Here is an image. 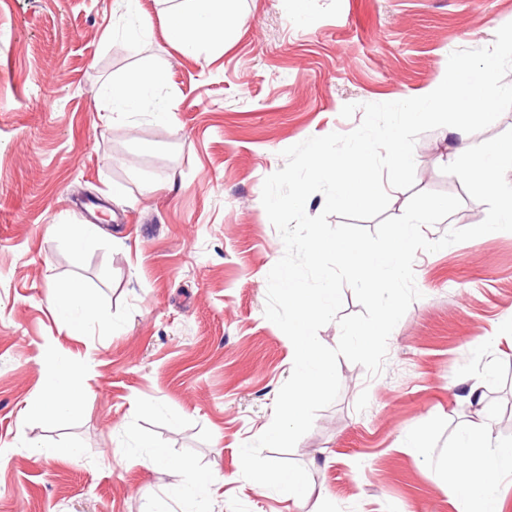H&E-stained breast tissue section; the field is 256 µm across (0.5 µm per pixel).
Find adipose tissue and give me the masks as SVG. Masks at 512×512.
<instances>
[{"mask_svg": "<svg viewBox=\"0 0 512 512\" xmlns=\"http://www.w3.org/2000/svg\"><path fill=\"white\" fill-rule=\"evenodd\" d=\"M235 2L191 0L190 5L173 7L169 11L168 22L171 39L187 55L194 54L203 43L222 46L226 34L241 21L235 10ZM164 82L163 73L146 70L123 82L112 84L109 92L114 117L128 119L147 110L151 93ZM504 82L505 77L498 68H490L479 82L467 86V100L462 103L454 93L459 86V79L451 77L449 81L439 82L430 89L426 109L410 110L406 118L413 121L425 117L430 111H451L460 107L465 108L468 115L481 118L494 93ZM151 112L154 119L163 123L171 124L176 120L174 112L165 106L156 107ZM452 133L455 137L453 157L461 161L467 173L473 174L486 185H494L502 170L512 169V142L500 143L483 152L474 153L467 147L470 136L468 124L454 126ZM70 377V388L61 393L48 390L34 406V413L55 419L78 410L85 393L83 373L74 369ZM456 446L457 450L448 458L445 469L456 481L458 512H469L471 502L477 499L483 502L484 512H495L499 482L494 463L501 457H512V444L496 445L465 433L459 436Z\"/></svg>", "mask_w": 512, "mask_h": 512, "instance_id": "1", "label": "adipose tissue"}]
</instances>
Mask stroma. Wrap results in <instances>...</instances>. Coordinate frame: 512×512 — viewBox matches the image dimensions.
<instances>
[{
	"label": "stroma",
	"mask_w": 512,
	"mask_h": 512,
	"mask_svg": "<svg viewBox=\"0 0 512 512\" xmlns=\"http://www.w3.org/2000/svg\"><path fill=\"white\" fill-rule=\"evenodd\" d=\"M132 42L118 0H0V512H180L194 472L214 483L199 512H457L443 465L457 436L512 406V232L418 252L421 293L389 336L382 372L339 359L340 392L289 452L316 494L254 489L240 447L273 419L293 369L265 315L284 245L261 203L284 149L347 133L344 105L426 95L445 73L495 63L512 77V0H238L223 48L187 56L166 37L165 0H140ZM158 68L176 114L111 121L107 84ZM471 127L473 151L512 140V90ZM448 130L420 135L413 190L455 193ZM99 236L74 245V225ZM83 283L98 320L50 308ZM89 376L80 410L31 408L44 358ZM483 401H468L470 387ZM423 454L400 445L410 433ZM192 469L137 459L143 443ZM76 456H67V448Z\"/></svg>",
	"instance_id": "1"
}]
</instances>
